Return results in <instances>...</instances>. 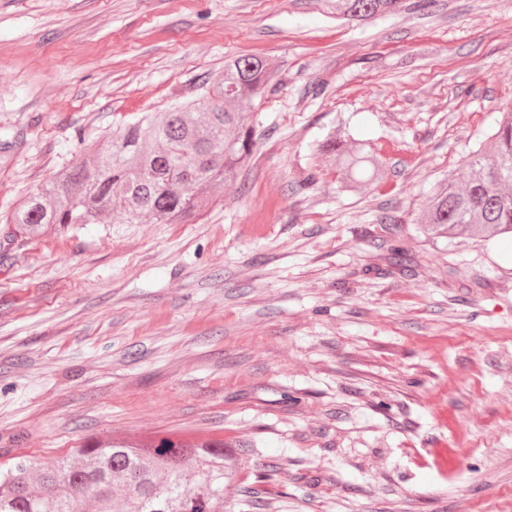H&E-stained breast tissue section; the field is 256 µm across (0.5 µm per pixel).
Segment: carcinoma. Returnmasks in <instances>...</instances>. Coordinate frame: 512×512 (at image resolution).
I'll use <instances>...</instances> for the list:
<instances>
[{"label": "carcinoma", "mask_w": 512, "mask_h": 512, "mask_svg": "<svg viewBox=\"0 0 512 512\" xmlns=\"http://www.w3.org/2000/svg\"><path fill=\"white\" fill-rule=\"evenodd\" d=\"M338 19L362 22L431 0H322ZM267 60L244 55L200 85L199 96L167 112L144 113L62 167L20 203L10 242L67 233L86 224H186L215 203L216 188L239 180L256 144L247 114L274 94ZM321 150L341 172L339 189L355 193L386 179L369 143L333 131ZM372 246L402 272L410 259L398 244V218L382 217ZM418 229L432 239L512 238V110L485 147L442 180L421 211ZM236 474L224 442L161 437L146 443L104 442L73 448L51 462L21 458L0 467V512H224V490Z\"/></svg>", "instance_id": "obj_1"}]
</instances>
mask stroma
Instances as JSON below:
<instances>
[{
	"mask_svg": "<svg viewBox=\"0 0 512 512\" xmlns=\"http://www.w3.org/2000/svg\"><path fill=\"white\" fill-rule=\"evenodd\" d=\"M245 54L278 87L206 215L7 241L58 168ZM511 104L512 0H0V465L213 437L243 462L224 512H512V241L417 229ZM336 129L385 186L339 191ZM389 210L406 274L369 244ZM432 0H322L336 19L362 22L380 15H391L405 10L421 11Z\"/></svg>",
	"mask_w": 512,
	"mask_h": 512,
	"instance_id": "35a3bbf8",
	"label": "stroma"
}]
</instances>
